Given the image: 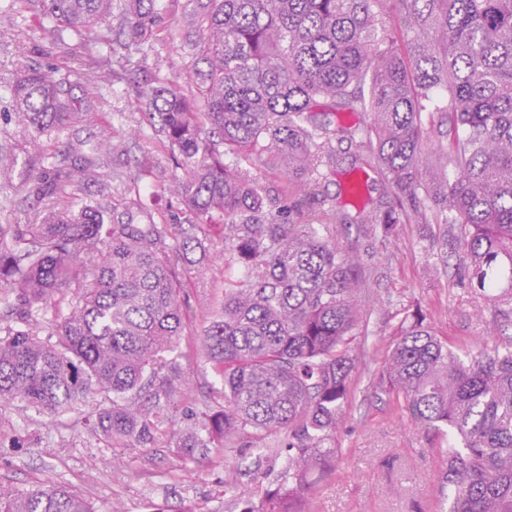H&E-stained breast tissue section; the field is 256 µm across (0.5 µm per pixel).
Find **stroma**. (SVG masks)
I'll list each match as a JSON object with an SVG mask.
<instances>
[{
    "mask_svg": "<svg viewBox=\"0 0 512 512\" xmlns=\"http://www.w3.org/2000/svg\"><path fill=\"white\" fill-rule=\"evenodd\" d=\"M207 0H154V23L144 36L122 35L126 0H112V14L98 27L108 36L92 44L91 34L59 29L38 6L0 24V156L14 165L13 181L0 184V225L35 224L40 216L20 190L28 171L60 159L67 143L87 146L109 140L101 152L97 183L69 189L56 200L76 208L89 199L124 210L142 203L157 224L187 221L185 207L169 190L179 155L159 129L142 118L139 89L164 83L187 97L199 94L194 76ZM91 48L109 82L73 85L69 126L29 147L31 131L15 114L9 87L28 66L66 72L72 48ZM339 160L320 167L318 197L296 221L324 224L350 247L365 288L363 316L353 331L351 393L342 421L325 442L335 449L323 475L312 479L310 512H429L438 500L445 463L435 452L444 437L410 421L404 401L390 390L387 357L406 316L422 312L432 330L462 359L512 344V306L483 310L473 289L448 266L442 224L401 219L391 228L362 223L366 213L386 210L392 197L371 174L369 189L356 197L343 191L358 153L350 142L331 143ZM351 223H337L340 215ZM185 270L186 334L174 356L181 373L153 443L109 441L88 429L86 419L104 400L84 399L59 420L16 403L0 407V484L22 490L63 486L90 501L97 512H235L243 496L261 505L269 484L283 479L285 453L278 438L261 447L227 448L215 443L183 455L179 432L202 428L223 402L224 385L205 362L199 335L208 308L224 299V227L216 225L204 249Z\"/></svg>",
    "mask_w": 512,
    "mask_h": 512,
    "instance_id": "obj_1",
    "label": "stroma"
}]
</instances>
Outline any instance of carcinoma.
Wrapping results in <instances>:
<instances>
[{"instance_id":"carcinoma-1","label":"carcinoma","mask_w":512,"mask_h":512,"mask_svg":"<svg viewBox=\"0 0 512 512\" xmlns=\"http://www.w3.org/2000/svg\"><path fill=\"white\" fill-rule=\"evenodd\" d=\"M145 0H128L132 35L151 24ZM43 15L81 36L112 12V0H38ZM407 25L393 22L392 11ZM73 73L112 76L79 55ZM195 71L203 105L167 85L147 95L169 146L188 162L173 181L192 224H136L96 201L45 208L40 223L0 237V406L20 401L62 417L90 393L109 405L92 429L148 441L175 392L167 358L185 331L181 278L188 252L224 220V302L201 348L224 384V405L201 430L177 437L187 455L214 441L283 436L287 482L267 489L261 512H306L309 475L336 449L351 390L347 341L361 318L362 289L341 241L291 215L316 196L314 174L333 156L335 131L317 122L318 100L368 112L358 147L383 172L394 201L363 224H459L454 248L468 287L491 307L512 305V0H208ZM65 82L30 66L11 86L12 105L33 139L71 119ZM448 142L424 152L437 117ZM266 155L285 191L273 196L248 171L210 148ZM67 160L31 169L22 190L43 205L95 180L72 144ZM83 281L68 313L43 337L34 313ZM401 325L387 379L411 420L448 437L441 506L449 512H512V348L466 362L424 324ZM0 512H96L61 487L0 484Z\"/></svg>"}]
</instances>
